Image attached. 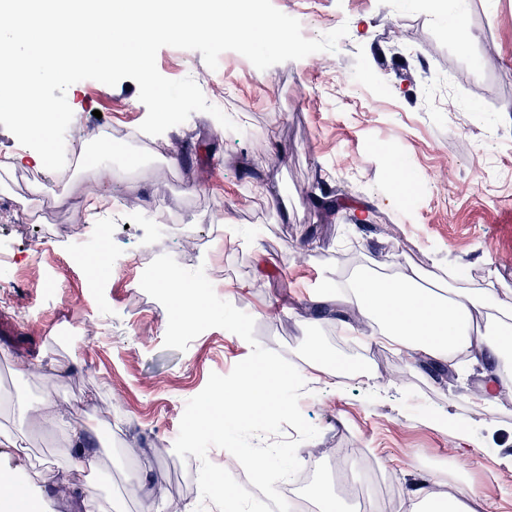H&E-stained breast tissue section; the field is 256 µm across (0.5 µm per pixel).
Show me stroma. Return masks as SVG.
<instances>
[{"label": "stroma", "instance_id": "35a3bbf8", "mask_svg": "<svg viewBox=\"0 0 512 512\" xmlns=\"http://www.w3.org/2000/svg\"><path fill=\"white\" fill-rule=\"evenodd\" d=\"M272 3L306 38L342 25L348 34L336 52L263 71L225 52L223 110L251 136L229 135L196 112L155 138L139 129L147 109L133 79L83 80L66 91L79 152L64 169L42 171L41 195L26 197L8 179L24 148L0 126V252L15 258L0 272V426L20 441L0 447V475L25 481L44 512H68L57 494L71 456L66 431L23 422L42 385L18 376L14 360L38 356L57 369L60 400L94 417L100 465L90 512H142L131 491L138 477L156 512L172 503L195 512L200 463L172 451L185 404L251 347L221 328L186 351L165 347L167 312L140 279L149 258L167 254L204 267L216 294L254 318L263 347L301 363L315 344L350 365L340 390L307 383L300 410L319 434L297 449L302 468L342 475L318 488L344 512H360L345 485L366 483L382 458L397 495L378 512H404L426 473L453 494L469 483L484 488L477 512H512V403L492 414L472 406L481 367L449 379L428 359L347 343L328 319H314L308 301L325 269L351 276L413 265L429 272L428 288L452 268L466 269L469 287L496 280L498 303L512 306V0ZM454 20L459 41L448 36ZM156 65L173 80L209 71L201 52L170 46ZM113 135L124 137V152L103 151ZM102 167L112 170L115 205L87 212L77 236H41L39 225L84 209ZM321 182L343 197L329 217L310 199ZM413 188L415 204L404 209ZM223 218L235 224L236 243ZM102 224L112 227L107 263L79 264L76 251L95 243ZM255 244L267 254L261 273ZM84 325L96 335L80 339ZM371 372L403 373L405 386L379 399ZM434 413L447 429L430 426ZM460 430L476 450L453 448Z\"/></svg>", "mask_w": 512, "mask_h": 512}]
</instances>
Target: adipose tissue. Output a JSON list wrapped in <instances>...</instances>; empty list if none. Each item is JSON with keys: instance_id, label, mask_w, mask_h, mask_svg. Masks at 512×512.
I'll use <instances>...</instances> for the list:
<instances>
[{"instance_id": "ef3b65f1", "label": "adipose tissue", "mask_w": 512, "mask_h": 512, "mask_svg": "<svg viewBox=\"0 0 512 512\" xmlns=\"http://www.w3.org/2000/svg\"><path fill=\"white\" fill-rule=\"evenodd\" d=\"M418 270L401 268L391 274L362 273L348 282H338L334 273H326L310 294L311 303L335 302L359 312L361 319L339 317L337 330L367 346H387L401 354L417 353L457 369L464 360L490 361L484 371V383L472 396L476 408L494 412L512 398V308L497 309L493 288L422 287ZM29 425L42 429L65 426L74 457L72 473L60 484V495L85 499L92 495L88 478L98 458L90 451L87 423L68 417L53 388L27 405ZM482 491L466 486L460 496L442 491L431 478L422 480L412 492L408 512H473Z\"/></svg>"}]
</instances>
